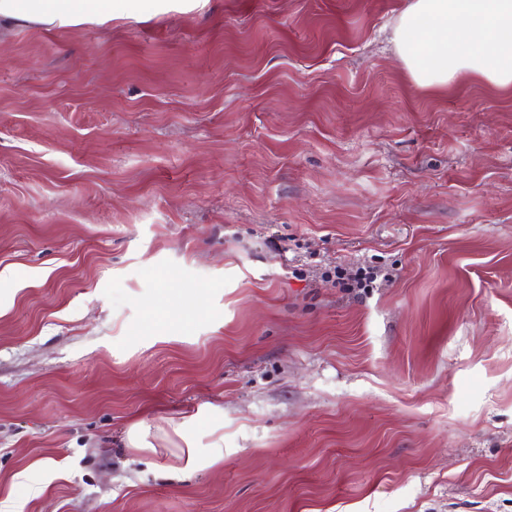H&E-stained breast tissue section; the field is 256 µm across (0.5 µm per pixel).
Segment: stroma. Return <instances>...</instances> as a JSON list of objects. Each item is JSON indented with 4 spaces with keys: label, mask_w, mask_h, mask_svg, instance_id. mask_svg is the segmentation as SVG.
<instances>
[{
    "label": "stroma",
    "mask_w": 512,
    "mask_h": 512,
    "mask_svg": "<svg viewBox=\"0 0 512 512\" xmlns=\"http://www.w3.org/2000/svg\"><path fill=\"white\" fill-rule=\"evenodd\" d=\"M403 4L0 29V501L512 512V89L416 86ZM190 414L219 466L124 444ZM150 437L149 427L145 426L143 422L132 423L125 434L126 447L138 451H155V445Z\"/></svg>",
    "instance_id": "stroma-1"
}]
</instances>
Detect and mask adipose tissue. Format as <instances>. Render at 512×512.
I'll use <instances>...</instances> for the list:
<instances>
[{
    "label": "adipose tissue",
    "mask_w": 512,
    "mask_h": 512,
    "mask_svg": "<svg viewBox=\"0 0 512 512\" xmlns=\"http://www.w3.org/2000/svg\"><path fill=\"white\" fill-rule=\"evenodd\" d=\"M205 0H0V26L30 24L51 33L147 19L202 7ZM413 82L451 89L478 80L512 89V0H405L391 29Z\"/></svg>",
    "instance_id": "1"
}]
</instances>
